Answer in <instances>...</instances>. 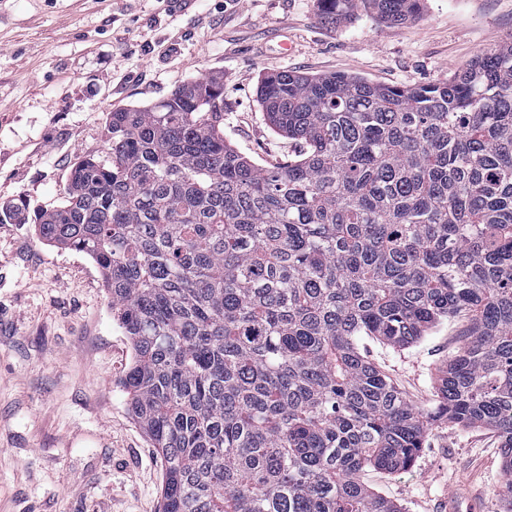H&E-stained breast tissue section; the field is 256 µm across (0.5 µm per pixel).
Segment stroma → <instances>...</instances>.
<instances>
[{
    "mask_svg": "<svg viewBox=\"0 0 512 512\" xmlns=\"http://www.w3.org/2000/svg\"><path fill=\"white\" fill-rule=\"evenodd\" d=\"M512 39V0H424L390 25L359 9L337 26L316 0H0V205H61L73 166L104 157L110 111L146 106L197 75H224V137L255 165L291 149L257 101L264 75H349L394 86L445 81ZM466 321L405 347L359 348L414 405L433 406ZM131 344L86 254L0 224V512H158L164 461L131 417ZM405 512H439L467 483L504 512L498 440L434 422L414 465L364 474Z\"/></svg>",
    "mask_w": 512,
    "mask_h": 512,
    "instance_id": "obj_1",
    "label": "stroma"
}]
</instances>
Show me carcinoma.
I'll return each instance as SVG.
<instances>
[{
  "label": "carcinoma",
  "instance_id": "obj_1",
  "mask_svg": "<svg viewBox=\"0 0 512 512\" xmlns=\"http://www.w3.org/2000/svg\"><path fill=\"white\" fill-rule=\"evenodd\" d=\"M317 2L405 24L423 0ZM257 98L298 148L272 168L224 139L204 73L110 113L63 205L0 207L100 269L160 512H402L362 473L409 468L441 419L494 433L512 477V41L439 83L281 71ZM460 314L430 412L359 351Z\"/></svg>",
  "mask_w": 512,
  "mask_h": 512
}]
</instances>
